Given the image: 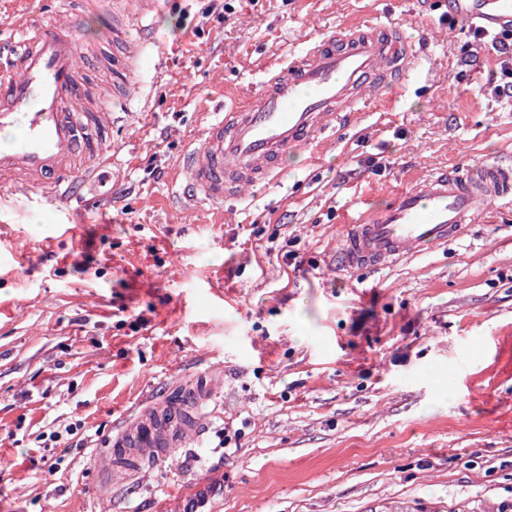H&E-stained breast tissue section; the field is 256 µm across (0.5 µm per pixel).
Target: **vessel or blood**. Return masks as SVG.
<instances>
[{"mask_svg":"<svg viewBox=\"0 0 512 512\" xmlns=\"http://www.w3.org/2000/svg\"><path fill=\"white\" fill-rule=\"evenodd\" d=\"M169 0H128L141 21V39L129 38L122 17H114L112 40L122 54H96L99 76L112 84L102 104L80 71L79 56L64 28L43 24L54 0H40L0 28V130L17 131L0 147V208L23 198L65 203L77 198L79 179L95 166L111 163L105 138L114 113L127 109L149 56L151 22ZM465 23L497 34L512 31V0H452ZM418 65V54L397 28L376 19L329 37L309 41L266 74L258 96L220 106L200 143L174 168L185 210L223 207L256 184H276L287 152L315 153L324 134L353 112L379 98L390 81ZM512 209V167L479 163L451 171L437 169L412 187L395 193L385 206L367 204L346 221L339 250L343 269L388 267L430 247L457 240L467 225L499 209ZM200 425L168 402L140 407L111 439V451L98 460L111 475L117 458L128 472L183 447ZM209 483L182 487L183 512H205Z\"/></svg>","mask_w":512,"mask_h":512,"instance_id":"obj_1","label":"vessel or blood"}]
</instances>
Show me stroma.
<instances>
[{
  "instance_id": "obj_1",
  "label": "stroma",
  "mask_w": 512,
  "mask_h": 512,
  "mask_svg": "<svg viewBox=\"0 0 512 512\" xmlns=\"http://www.w3.org/2000/svg\"><path fill=\"white\" fill-rule=\"evenodd\" d=\"M172 0L162 73L83 199L0 213V512H154L208 474L212 512H512V211L380 269L336 263L347 214L436 168L512 162L498 58L434 0ZM374 16L418 70L289 155L223 213L175 210L210 105L266 88L275 58ZM81 50L112 0L70 4ZM207 390L201 430L138 474L97 469L154 396ZM74 434H65L68 424Z\"/></svg>"
}]
</instances>
